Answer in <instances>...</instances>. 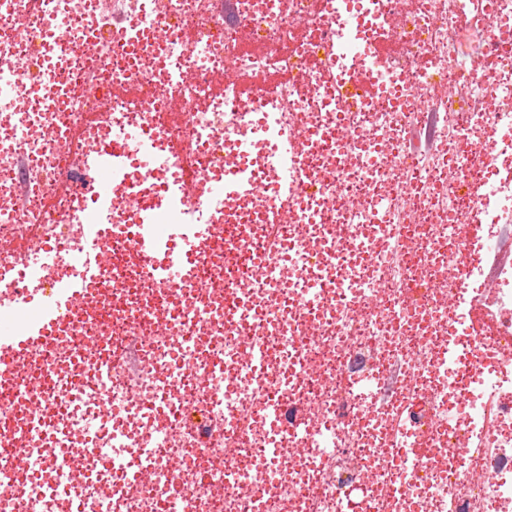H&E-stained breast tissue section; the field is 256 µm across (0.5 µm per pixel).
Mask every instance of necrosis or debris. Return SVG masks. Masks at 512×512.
<instances>
[{"label":"necrosis or debris","mask_w":512,"mask_h":512,"mask_svg":"<svg viewBox=\"0 0 512 512\" xmlns=\"http://www.w3.org/2000/svg\"><path fill=\"white\" fill-rule=\"evenodd\" d=\"M467 31L482 36L493 95L464 59ZM230 70L279 80L215 88ZM91 77L99 93L82 94ZM135 79L137 96H106ZM1 89L0 244L17 252L78 244L84 215L56 188L81 189L117 125L150 127L194 176L167 224L190 209L212 222L198 202L239 139L305 131L297 168L315 187L228 202L246 229L204 273L233 306L185 285L157 336L147 326L166 287L108 241L114 265L88 290L96 315L55 348L69 360L91 336L98 354L72 373L57 362L34 392L48 419L19 441L37 451L26 473L0 457V512H17L15 489L45 470L36 512H253L257 500L263 512H512V364L467 375L447 357L470 342L477 302L494 312L491 342L512 347V260L493 259L512 224V0H231L226 14L215 0H0ZM413 129L428 134L419 153ZM491 135L493 171L462 150ZM468 224L484 225L482 245ZM452 267L473 285L453 302ZM455 431L473 455H447ZM82 443L107 463L78 499ZM138 467L147 482H131Z\"/></svg>","instance_id":"obj_1"}]
</instances>
